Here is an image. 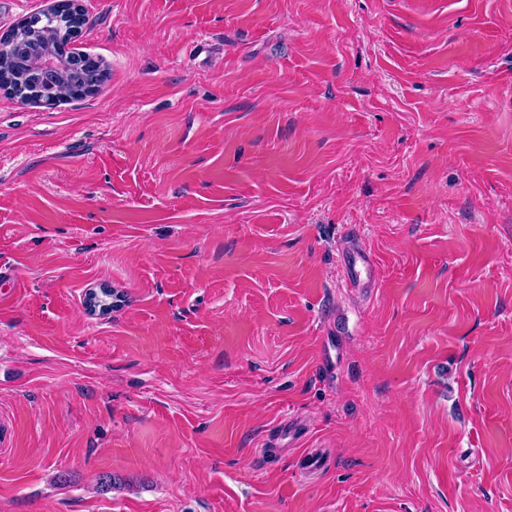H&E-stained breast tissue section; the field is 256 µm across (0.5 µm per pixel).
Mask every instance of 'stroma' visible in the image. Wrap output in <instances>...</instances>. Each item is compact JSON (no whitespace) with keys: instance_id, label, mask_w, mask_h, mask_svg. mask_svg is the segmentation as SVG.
<instances>
[{"instance_id":"1","label":"stroma","mask_w":512,"mask_h":512,"mask_svg":"<svg viewBox=\"0 0 512 512\" xmlns=\"http://www.w3.org/2000/svg\"><path fill=\"white\" fill-rule=\"evenodd\" d=\"M82 5L100 88L0 91V512H512V0ZM373 268V260L359 250H347L342 253L340 269L344 279L353 285L368 283Z\"/></svg>"}]
</instances>
